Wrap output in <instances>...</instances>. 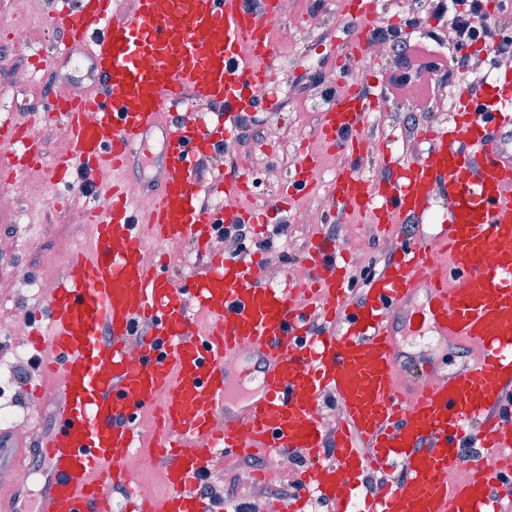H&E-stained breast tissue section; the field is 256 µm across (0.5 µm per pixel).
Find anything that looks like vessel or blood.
I'll list each match as a JSON object with an SVG mask.
<instances>
[{"instance_id":"1","label":"vessel or blood","mask_w":512,"mask_h":512,"mask_svg":"<svg viewBox=\"0 0 512 512\" xmlns=\"http://www.w3.org/2000/svg\"><path fill=\"white\" fill-rule=\"evenodd\" d=\"M78 0L54 12L50 26L90 42L100 95L59 98L49 120L63 119L72 154L61 176L106 172L112 204L94 226L89 251L71 257L42 308L52 352L45 369L62 393L54 426L31 443L0 431V457L28 468L44 456L47 475L36 512H112L104 483L127 485L124 466L135 446V412L158 418L157 458L171 488L166 512H210L195 491L217 448L301 456L309 482L335 512H493L512 497V466L486 465L484 449L512 455V59L497 60L479 96L459 88L447 127L430 132L426 157L408 163L382 155L389 178L370 192L352 169L318 180L299 160L290 186L324 188L333 211L371 212L376 224L422 220L434 197L445 211L432 236L401 238L362 301L349 305L346 266L335 240L313 244L305 261L326 310V330L308 335L309 314L287 288L265 286L248 262L212 257L191 288L177 287L142 260L145 237L205 245L218 225L257 224V211L205 209L193 173L198 158L221 153L239 119L254 112L255 88L278 83L266 28L274 0L258 10L245 0ZM379 0H347L357 28L345 64L369 40L363 28ZM206 40H199V33ZM249 46L251 59L240 50ZM222 105L201 120L194 100ZM377 97L350 86L324 112L331 148L364 154V129ZM93 122H85V112ZM164 150L152 204L138 207L131 148L154 130ZM213 320L194 331L191 307ZM152 325L129 363L136 323ZM476 350L474 363L440 373L419 357L416 339ZM254 388L233 397L245 383ZM341 408L338 429L325 432L315 397ZM223 430H215V421ZM336 462L321 463L325 443ZM476 446L467 478L449 483L463 449ZM403 476L376 494L355 477L372 469Z\"/></svg>"}]
</instances>
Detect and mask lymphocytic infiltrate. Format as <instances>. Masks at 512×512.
I'll list each match as a JSON object with an SVG mask.
<instances>
[{"label": "lymphocytic infiltrate", "instance_id": "lymphocytic-infiltrate-1", "mask_svg": "<svg viewBox=\"0 0 512 512\" xmlns=\"http://www.w3.org/2000/svg\"><path fill=\"white\" fill-rule=\"evenodd\" d=\"M403 15L400 24L374 26L370 39L386 45L397 64L414 72L415 117L436 112L439 86L469 69L474 47L490 59L512 57V0H500L493 11L487 0H416ZM284 230V224L272 225L259 240L252 225L232 224L223 236L235 244L230 259L248 261L255 251L271 250Z\"/></svg>", "mask_w": 512, "mask_h": 512}]
</instances>
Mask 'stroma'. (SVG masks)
I'll return each instance as SVG.
<instances>
[{
	"mask_svg": "<svg viewBox=\"0 0 512 512\" xmlns=\"http://www.w3.org/2000/svg\"><path fill=\"white\" fill-rule=\"evenodd\" d=\"M310 0H287L286 7L277 8L276 17L268 30V39L277 53L279 77L283 82L281 97L295 92L305 98L291 109H279L281 122L279 135H263L248 152L238 154V169L248 171L252 178L249 195L240 199L247 210L264 212L268 223H278L285 215L302 209H312L326 215L330 204L323 191L294 196L287 210L273 208L272 200L286 185L291 171V160L298 155L312 154L318 160L322 179H330L337 169L345 167L341 153L328 151L320 137V116L328 105L321 98L318 87L304 83V71H321L339 91L349 88L348 75L342 74L337 59L348 38L344 25V0H324L319 13L320 27H312ZM57 0H0V54L8 56L19 52L11 80L0 81V113H12L17 123L30 118L33 103H42L47 93L68 94L71 86L88 89L94 82L89 57L71 61L69 52H61L45 70L35 71L29 62L32 48L66 40L63 28H52L46 23L49 12L57 10ZM31 29L34 33L29 44L12 48L10 38L14 30ZM409 101L385 103L370 114L366 132L376 141V150L354 165L364 175L379 174L378 161L383 150H392L395 156L414 161L425 157L429 144L428 132L448 119L447 113H435L432 118L410 126L406 114ZM415 142L416 148L404 151V141ZM276 169V178H269L268 169ZM28 172H20L13 181L19 194L18 218H0V321L12 319L21 308L42 307L44 298L35 291L23 288V280L57 281L69 258L86 250L92 239L88 222L89 209H102L108 204L104 192L82 194L77 183L41 182L37 192L43 197L42 205L30 203L25 187ZM48 357L47 351L25 347L20 356L4 354L0 357V382L6 386L4 401L13 418L1 424L14 430L18 420H26L28 432L47 431L52 414L61 399L53 381H41L39 364ZM34 361L30 380L22 384L16 378L19 363Z\"/></svg>",
	"mask_w": 512,
	"mask_h": 512,
	"instance_id": "1",
	"label": "stroma"
}]
</instances>
